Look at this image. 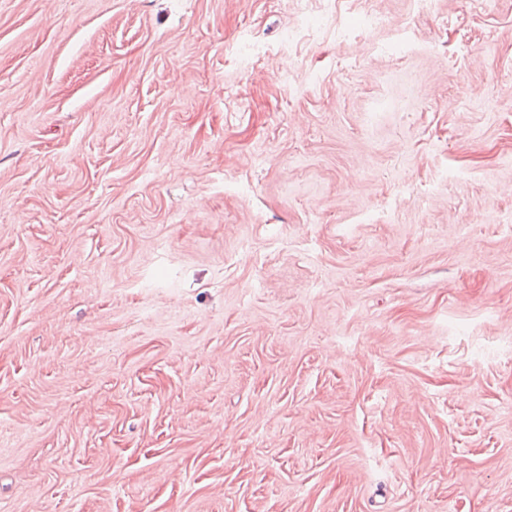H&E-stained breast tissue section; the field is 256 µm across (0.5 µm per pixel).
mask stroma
<instances>
[{"label":"stroma","mask_w":512,"mask_h":512,"mask_svg":"<svg viewBox=\"0 0 512 512\" xmlns=\"http://www.w3.org/2000/svg\"><path fill=\"white\" fill-rule=\"evenodd\" d=\"M297 2L0 0V512H512V0Z\"/></svg>","instance_id":"stroma-1"}]
</instances>
